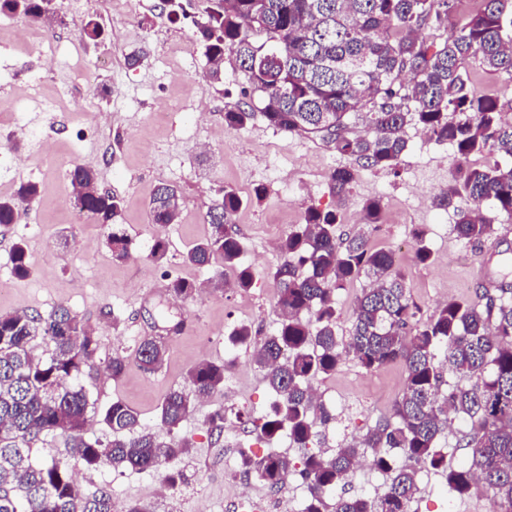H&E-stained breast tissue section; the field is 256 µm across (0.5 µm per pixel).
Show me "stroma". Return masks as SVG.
<instances>
[{"label": "stroma", "mask_w": 512, "mask_h": 512, "mask_svg": "<svg viewBox=\"0 0 512 512\" xmlns=\"http://www.w3.org/2000/svg\"><path fill=\"white\" fill-rule=\"evenodd\" d=\"M53 29L61 33L57 60L44 67L37 42H17L0 60V111L16 121L0 125V156L23 157L22 165L0 173V198L12 196L22 183H38V198L27 204L16 223L0 225V278L10 280L0 292V314L27 310L49 314L63 305L90 325L100 342L93 368L80 378L97 406L119 399L136 410L143 429L160 428L157 407L173 388L189 389V369L199 361L230 362L224 389L198 405L178 432L193 441L191 456L174 461L183 484L166 497L156 493L162 471H135L112 464L79 470L86 493L107 487L118 504L138 500L155 512H244L238 499L275 501L278 512H297L304 495L299 478L273 492L263 483L225 466L226 442L210 435L206 416L225 406L252 417L265 414L273 396L252 361L249 347L230 345L226 336L240 322L253 323L268 335L278 322L273 274L283 264L270 251L308 208L335 211L342 235L354 234L363 222L367 199H380L382 215L372 244L395 250L400 271L422 315L451 299L476 300L491 282L501 279L500 254L512 251V216L491 213L493 234L472 244L457 237V212L471 208L468 198L439 209L434 197L447 187L455 157L447 144L426 137L422 129L404 130L408 147L394 168L358 170L346 198L330 190L329 175L348 166V157L318 138L290 134L268 125L258 96L247 94L248 82L232 53L224 55L222 83L208 78L204 47L189 27L170 18L160 0H134L129 11H110L108 0H55ZM104 28L98 40L84 38L88 19ZM148 56L139 65L128 56L139 47ZM471 90L498 98L504 120L512 122V81L486 71L478 60L468 65ZM173 109L154 119L161 103ZM241 106L253 117L244 126L224 124V110ZM95 170L98 186L123 203L120 222L132 240L129 257L113 261L104 245L108 228L74 215L68 178L74 165ZM175 187L181 198L177 223H152L149 201L160 184ZM239 192L243 203L234 216L255 284L250 291L212 289L222 266H184L182 255L207 235L208 208L224 187ZM262 196H255V189ZM424 231L433 252L430 263L414 258V234ZM29 246L30 274L15 278L12 244ZM165 241L167 259L156 264L151 250ZM179 276L204 284L205 293L169 304L166 287ZM168 304L183 322L166 342V361L153 373L134 360L135 350L155 333L158 310ZM122 355L124 376L112 379L106 364ZM402 365L368 372L343 362L315 386L336 420L323 427L326 445L337 448L390 416L405 387ZM410 512H488L485 496L458 499L444 478H422Z\"/></svg>", "instance_id": "35a3bbf8"}]
</instances>
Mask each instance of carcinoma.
I'll use <instances>...</instances> for the list:
<instances>
[{"instance_id": "carcinoma-1", "label": "carcinoma", "mask_w": 512, "mask_h": 512, "mask_svg": "<svg viewBox=\"0 0 512 512\" xmlns=\"http://www.w3.org/2000/svg\"><path fill=\"white\" fill-rule=\"evenodd\" d=\"M191 19L203 43L209 76L221 79L224 50L235 55L261 112L270 126L318 137L364 169H392L406 151L404 128L418 125L454 151L456 166L448 186L436 198L448 207L465 196L512 215V164L483 169L469 156L486 150L512 159V123L501 118L496 98L475 96L466 83V67L476 58L488 71L512 79V0H481V7L440 46L417 37L441 24L451 0H215L201 18ZM22 13L34 23L45 19L43 0H25ZM412 75L406 85L403 72ZM253 113L238 106L224 112V123L242 126ZM363 120L365 135L352 131ZM356 176L353 167L330 174L331 189L341 196ZM79 212L108 224L106 244L115 260L130 254L131 240L117 224L119 200L97 185L93 169L70 171ZM39 195L38 185L21 184L15 197L0 200V224H13L19 206ZM242 198L231 188L207 212L210 231L182 255L186 266L202 268L216 256L232 272L233 287L254 285L243 264L242 242L233 216ZM365 228L342 239L334 211L309 208L304 223L281 239L284 263L274 274L276 329L256 340L253 326L240 323L229 334L232 345H256L254 363L275 400L257 437L283 439L301 449L296 469L286 453L263 456L241 450L240 474L271 489L299 472L306 489L302 512H410L423 472L442 474L448 492L458 498L484 494L490 512H512V285L485 305L451 299L426 317L412 300L395 253L369 241L379 222L381 201L366 200ZM181 212L177 191L162 185L150 202L154 224H174ZM457 236L479 243L494 227L474 210L457 211ZM415 257L425 264L432 252L424 232L415 233ZM16 277L30 273L27 243L12 247ZM365 275L372 285L356 299L347 336L337 330L336 292ZM170 295L181 301L199 293V285L176 277ZM100 345L82 318L64 306L48 316L25 310L0 314V512H116L111 492L102 487L85 495L75 468L95 470L108 461L136 471L156 470L193 453L191 442L171 435L196 405L224 389L229 363L201 361L189 371L191 391L171 389L159 405L161 431L139 430L136 411L117 399L101 413L107 441L88 439L89 413L95 410L79 383L94 366ZM367 372L400 363L405 389L390 417L378 421L359 441L342 448H322L316 430L335 419L312 394L313 381L336 372L345 358ZM166 358L164 337L145 338L135 360L145 372L159 370ZM457 379L447 385L445 375ZM228 409L207 416L221 432ZM466 425L459 446L468 462L451 466L441 439ZM56 433L70 444L69 458L34 460L31 444ZM387 479L373 497L336 493L355 473L360 459Z\"/></svg>"}]
</instances>
